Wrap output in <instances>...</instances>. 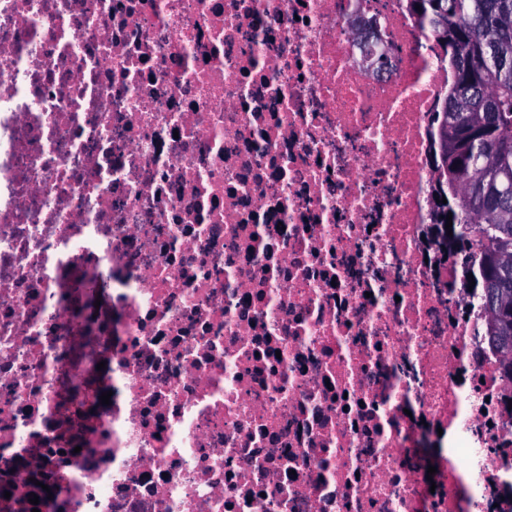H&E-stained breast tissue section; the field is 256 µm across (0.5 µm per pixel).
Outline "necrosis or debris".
<instances>
[{"label":"necrosis or debris","mask_w":512,"mask_h":512,"mask_svg":"<svg viewBox=\"0 0 512 512\" xmlns=\"http://www.w3.org/2000/svg\"><path fill=\"white\" fill-rule=\"evenodd\" d=\"M451 80L408 0H0V512H512Z\"/></svg>","instance_id":"obj_1"}]
</instances>
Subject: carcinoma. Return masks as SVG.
<instances>
[{"label":"carcinoma","mask_w":512,"mask_h":512,"mask_svg":"<svg viewBox=\"0 0 512 512\" xmlns=\"http://www.w3.org/2000/svg\"><path fill=\"white\" fill-rule=\"evenodd\" d=\"M410 2L455 69L435 113L433 224L465 255L491 345L512 354V0Z\"/></svg>","instance_id":"obj_1"}]
</instances>
